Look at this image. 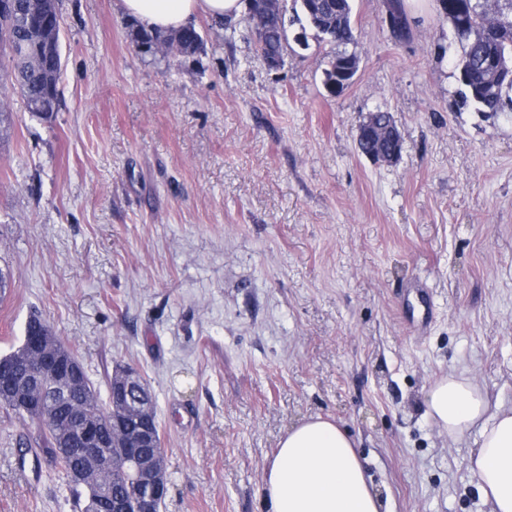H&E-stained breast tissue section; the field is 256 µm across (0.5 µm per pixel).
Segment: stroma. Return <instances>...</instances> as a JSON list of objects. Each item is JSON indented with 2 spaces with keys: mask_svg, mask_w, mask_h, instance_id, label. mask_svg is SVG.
Returning a JSON list of instances; mask_svg holds the SVG:
<instances>
[{
  "mask_svg": "<svg viewBox=\"0 0 512 512\" xmlns=\"http://www.w3.org/2000/svg\"><path fill=\"white\" fill-rule=\"evenodd\" d=\"M352 0L360 67L329 94L332 44L287 27L266 68L245 24L199 17L192 56L136 53L119 0H61L63 105L0 123V353L38 314L99 397L148 383L166 454L161 512H266L288 426L333 418L390 512H490L425 403L451 371L512 406V112L459 102L436 0ZM390 112L403 149L357 147ZM427 318L423 332L410 328ZM39 429L0 410V512H79L66 475L20 464ZM402 0H387L386 8L389 9L390 15L399 20L397 28L391 32L392 37L396 41H406L410 37V22L409 18L402 7ZM357 145H358V150L361 153L365 154L366 156L371 155L369 157L376 163L392 164L394 162V160L397 159V157L399 156V154L401 152L402 139H401V135H400V143H397V145H398L397 155L392 158H386L381 155L376 156V154H378L382 148H385L387 150L389 149V144L387 141L382 142L381 139H373V140H366V141L359 140V141H357Z\"/></svg>",
  "mask_w": 512,
  "mask_h": 512,
  "instance_id": "stroma-1",
  "label": "stroma"
}]
</instances>
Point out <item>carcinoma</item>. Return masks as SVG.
I'll return each instance as SVG.
<instances>
[{
	"mask_svg": "<svg viewBox=\"0 0 512 512\" xmlns=\"http://www.w3.org/2000/svg\"><path fill=\"white\" fill-rule=\"evenodd\" d=\"M293 5H288V2ZM11 14L0 13V43L24 47L9 53L0 61V88L8 85L19 90L24 110L40 122H50L59 111L63 93L60 88L62 54L60 31L42 29L49 17L60 19L59 0H13ZM389 14L398 19L392 37L401 42L410 37L409 18L402 0H386ZM293 10V20L306 22L321 40L336 45V55L325 69L324 85L328 92L347 80L356 62L349 59L345 46L355 41L350 0H250L245 5L258 51L266 56L286 54L285 16ZM441 12L451 25L453 41L461 47L456 61L461 84L460 96L465 105L472 104L480 112H512V0H444ZM129 37L137 52L153 56L148 46L162 42L168 53L183 56L200 51L202 36L191 25L166 34L150 31L132 22ZM81 413L85 418L101 423L112 413V401L100 403L91 385L68 391L63 404L47 403L34 419L40 426L39 452L60 468L65 475L81 464L77 430L62 428L64 410ZM128 474L112 452L101 465L92 483L75 484L83 498L82 512H93L94 501L105 487L112 496H125Z\"/></svg>",
	"mask_w": 512,
	"mask_h": 512,
	"instance_id": "1",
	"label": "carcinoma"
}]
</instances>
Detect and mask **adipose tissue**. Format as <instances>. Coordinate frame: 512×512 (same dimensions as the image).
<instances>
[{
	"mask_svg": "<svg viewBox=\"0 0 512 512\" xmlns=\"http://www.w3.org/2000/svg\"><path fill=\"white\" fill-rule=\"evenodd\" d=\"M126 18L152 31L181 29L199 16L237 17L241 0H120ZM439 432L457 438L480 428L469 469L492 512H512V407L491 406L483 388L465 373H450L426 395ZM268 512H389L347 430L335 420L311 417L288 428L264 469Z\"/></svg>",
	"mask_w": 512,
	"mask_h": 512,
	"instance_id": "adipose-tissue-1",
	"label": "adipose tissue"
}]
</instances>
